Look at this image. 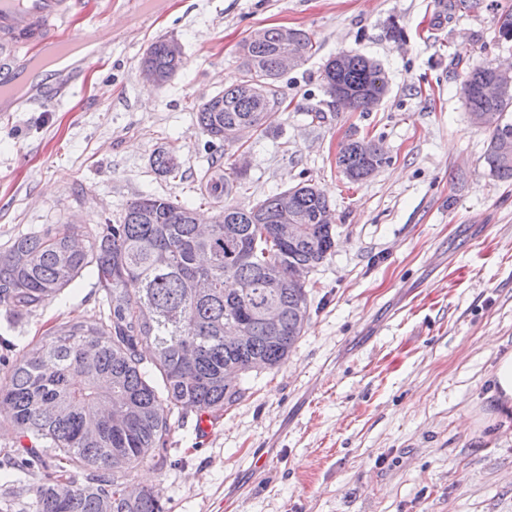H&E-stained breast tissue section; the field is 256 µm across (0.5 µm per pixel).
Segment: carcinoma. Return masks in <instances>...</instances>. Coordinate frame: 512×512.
<instances>
[{"mask_svg":"<svg viewBox=\"0 0 512 512\" xmlns=\"http://www.w3.org/2000/svg\"><path fill=\"white\" fill-rule=\"evenodd\" d=\"M148 62L169 69L165 41L151 44ZM313 48L301 30L274 27L257 44H240L243 76L196 108L197 123L211 143H233L229 132L242 123L266 132V112L258 111L253 90L273 101L285 97L278 86V59L287 50L304 57ZM491 66L470 68L462 94L470 114L504 113L512 90L487 99L480 85ZM326 93L341 87L352 112H365L387 91V79L373 60L352 53L331 59L324 69ZM349 139L336 164L351 182L364 181L387 162L374 143L358 151ZM492 174L512 181V122L492 131L484 157ZM156 171L179 170L174 155L160 150ZM200 195L214 201L216 220L200 232L194 209L153 194L126 203L114 224H98L79 234L70 224L16 238L0 252V307L31 315L75 286L90 271L102 295V311L92 321H64L40 343L16 350L0 334V426L15 434L16 446L0 457V473L10 479L46 472L30 489V512H165L160 491L124 493L125 478L147 460L162 459L174 414L193 411L223 415L245 395L224 372L244 377L260 363L275 370L304 334L308 290L291 286L299 270L309 273L332 254L335 229L315 222L330 209L310 183L251 207L233 203L241 183L224 175V156L211 158L200 174ZM279 224H303L294 244L274 235ZM269 304L284 309L278 328L262 320ZM244 325L247 337L224 344V326Z\"/></svg>","mask_w":512,"mask_h":512,"instance_id":"cac0c4a2","label":"carcinoma"}]
</instances>
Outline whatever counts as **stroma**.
I'll list each match as a JSON object with an SVG mask.
<instances>
[{
  "label": "stroma",
  "mask_w": 512,
  "mask_h": 512,
  "mask_svg": "<svg viewBox=\"0 0 512 512\" xmlns=\"http://www.w3.org/2000/svg\"><path fill=\"white\" fill-rule=\"evenodd\" d=\"M82 2L72 26L98 34L103 55L65 92L46 76L45 101L0 120V251L55 224L118 219L140 194L213 215L197 175L215 150L194 107L239 78V46L258 28L301 29L314 48L282 76L265 136L226 147L225 163L247 162L234 201L308 180L335 216V251L310 276V320L286 363L246 376L211 431L187 413L163 463L128 483L159 488L166 512H512V425L467 427L512 351V183L486 166L491 131L461 93L470 67L512 63L496 30L512 0ZM159 39L180 42L183 66L150 86L140 66ZM341 52L383 68L372 111L325 94L324 65ZM351 138L388 157L359 183L336 165ZM161 150L177 174L155 171ZM100 309L87 273L37 313L0 308V329L35 343ZM263 453L270 465L252 470Z\"/></svg>",
  "instance_id": "obj_1"
}]
</instances>
